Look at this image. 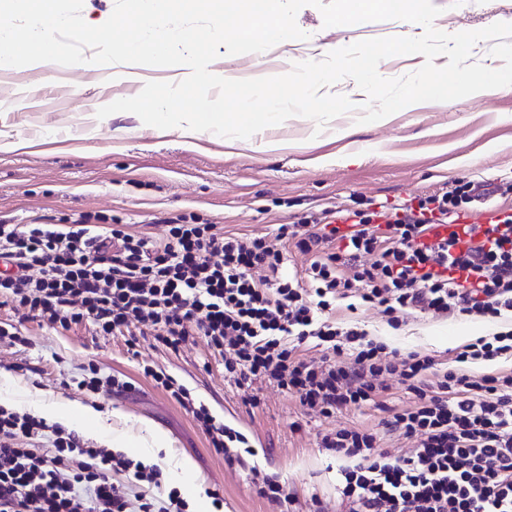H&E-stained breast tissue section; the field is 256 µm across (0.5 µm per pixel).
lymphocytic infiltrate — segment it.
Returning <instances> with one entry per match:
<instances>
[{"instance_id":"f902f5d3","label":"lymphocytic infiltrate","mask_w":512,"mask_h":512,"mask_svg":"<svg viewBox=\"0 0 512 512\" xmlns=\"http://www.w3.org/2000/svg\"><path fill=\"white\" fill-rule=\"evenodd\" d=\"M481 195L480 185L458 180L414 206L344 211L345 231L318 221L281 226L280 237L310 258L303 283L265 238L215 224H172L157 241L123 224L1 223L0 299L54 329L84 322L100 336L149 335L175 352L203 339L225 377L286 391L326 418L404 387L414 405L392 409L382 425L409 441L405 454L353 426L321 437L325 450L359 459L340 471L346 512H512V374L477 381L461 369L512 356V328L462 346L448 369L331 319L336 300L350 297L381 306L393 328L411 310L487 320L512 313V214L461 253L455 239L422 240L428 225L453 223ZM310 339L326 356L301 355ZM152 378L216 452L239 461L246 435L172 376ZM160 476L158 465L0 406V512H188L177 489L146 494ZM134 483L141 492L131 493Z\"/></svg>"}]
</instances>
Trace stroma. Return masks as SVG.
<instances>
[{"mask_svg":"<svg viewBox=\"0 0 512 512\" xmlns=\"http://www.w3.org/2000/svg\"><path fill=\"white\" fill-rule=\"evenodd\" d=\"M441 13L437 29L454 34L512 23V0H432ZM296 22L305 39L278 44L262 61L252 54L220 55L213 74L252 79L288 73L294 64L320 61L335 49L386 37H418L420 25L402 20L327 27L316 7L300 9ZM49 64L0 70V219L15 224H126L163 238L173 221L220 224L225 230L275 236L280 225L330 217L369 204L401 207L447 190L454 180L496 187L494 196L472 204V212L512 206V91L470 95L454 105L422 102L373 123H358L367 97L352 79L331 86L345 95L350 112L325 126L294 116L248 139L145 125L130 112L97 118L108 100L136 96L149 81L179 82L181 66ZM273 141L277 150H263ZM336 319L355 323L388 348L419 351L453 363L459 347L512 325L495 321L436 318L425 313L391 328L380 308L351 311L336 303ZM24 342H0V372L10 373L16 394L38 393L45 402L69 400L94 406L131 442L127 456L162 470L163 489L178 488L189 512H201L207 492L219 493L223 512H334L339 471L346 461L319 446L318 435L339 426L377 428L384 407L412 404L409 392H387L382 408L345 410L324 418L304 413L287 392L262 387L258 407L245 405L246 389L225 378L221 359L204 341L179 352L152 345L148 336L129 347L127 337L97 336L91 327L52 329L29 320ZM129 383L126 391L78 388L88 365ZM191 389L211 413L249 438L254 454L246 465H228L210 447L191 414L163 389L152 372ZM144 418L166 432L171 445H141L134 424ZM193 462L200 487L179 482L177 459ZM258 465L290 488L292 500L273 504L259 497L250 480Z\"/></svg>","mask_w":512,"mask_h":512,"instance_id":"35a3bbf8","label":"stroma"}]
</instances>
